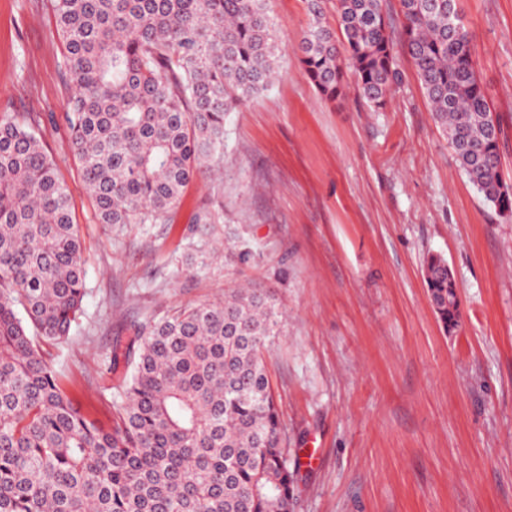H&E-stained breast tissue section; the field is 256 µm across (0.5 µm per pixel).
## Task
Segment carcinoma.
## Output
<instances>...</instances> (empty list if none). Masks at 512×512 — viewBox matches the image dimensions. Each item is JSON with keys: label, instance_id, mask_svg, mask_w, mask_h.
I'll use <instances>...</instances> for the list:
<instances>
[{"label": "carcinoma", "instance_id": "carcinoma-1", "mask_svg": "<svg viewBox=\"0 0 512 512\" xmlns=\"http://www.w3.org/2000/svg\"><path fill=\"white\" fill-rule=\"evenodd\" d=\"M74 92L71 149L101 224L171 219L224 151L226 116L280 73L267 0H52ZM305 75L325 98L352 73L383 108L411 62L432 117L483 199L512 215L501 121L456 0H336L338 29L310 0ZM42 117H0V512H293L296 471L265 366L279 304L255 285L185 304L112 357L113 425L86 419L39 342L66 338L86 295L67 188ZM424 284L444 331L461 309L440 255Z\"/></svg>", "mask_w": 512, "mask_h": 512}]
</instances>
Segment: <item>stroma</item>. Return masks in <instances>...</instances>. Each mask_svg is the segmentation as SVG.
Returning a JSON list of instances; mask_svg holds the SVG:
<instances>
[{
	"mask_svg": "<svg viewBox=\"0 0 512 512\" xmlns=\"http://www.w3.org/2000/svg\"><path fill=\"white\" fill-rule=\"evenodd\" d=\"M267 7L281 77L229 113L216 171L189 184L169 223L112 225L97 223L70 147L51 0H0V114L42 113L86 272L83 315L42 349L82 412L108 425L116 347L253 281L283 310L266 362L297 468L295 512H512V216L456 166L408 59L383 111L353 85L327 101L299 62L308 0ZM459 7L512 184V0ZM205 207L223 223H196ZM228 233L248 261L212 258ZM432 254L461 297L450 334L424 285Z\"/></svg>",
	"mask_w": 512,
	"mask_h": 512,
	"instance_id": "1",
	"label": "stroma"
}]
</instances>
